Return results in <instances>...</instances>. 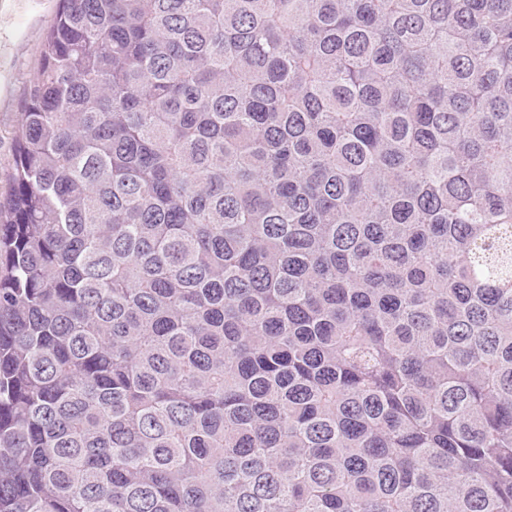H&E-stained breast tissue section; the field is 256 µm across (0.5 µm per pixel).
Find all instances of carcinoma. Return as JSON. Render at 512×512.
<instances>
[{"label":"carcinoma","mask_w":512,"mask_h":512,"mask_svg":"<svg viewBox=\"0 0 512 512\" xmlns=\"http://www.w3.org/2000/svg\"><path fill=\"white\" fill-rule=\"evenodd\" d=\"M0 200V512H512V0H59Z\"/></svg>","instance_id":"carcinoma-1"}]
</instances>
